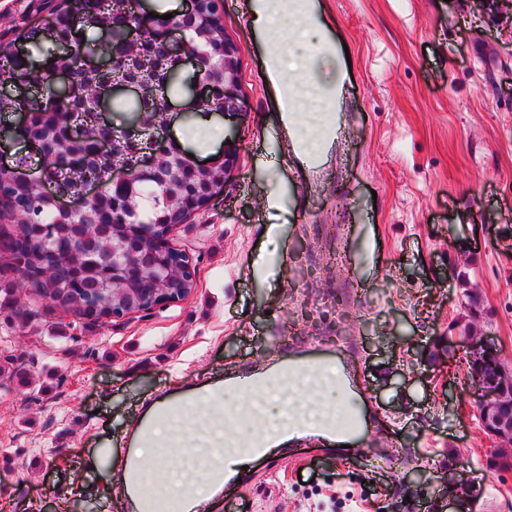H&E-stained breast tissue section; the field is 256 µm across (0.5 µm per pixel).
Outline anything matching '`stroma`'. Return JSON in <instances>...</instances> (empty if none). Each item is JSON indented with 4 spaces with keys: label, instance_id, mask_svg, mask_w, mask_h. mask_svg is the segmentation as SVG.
Listing matches in <instances>:
<instances>
[{
    "label": "stroma",
    "instance_id": "stroma-1",
    "mask_svg": "<svg viewBox=\"0 0 512 512\" xmlns=\"http://www.w3.org/2000/svg\"><path fill=\"white\" fill-rule=\"evenodd\" d=\"M55 0H0V44L45 26ZM320 37L347 46L351 73L336 135L309 164L276 132L264 43L245 0H222L237 42L248 115L236 126L238 173L201 215L170 233L194 268L184 299L120 321L61 311L22 326L0 321V353L48 385L42 401L0 390V502L57 512L91 449L121 447L148 401L178 383L249 375L295 354L354 350L367 438L392 449L382 467L337 461L294 438L253 461L225 489L243 512H512V466L483 430L464 355H433L466 315L512 366V19L489 0H317ZM223 117L183 113L171 135L224 149ZM279 227L269 235L268 200ZM264 255L268 278L252 273ZM75 323L76 340L56 336Z\"/></svg>",
    "mask_w": 512,
    "mask_h": 512
}]
</instances>
